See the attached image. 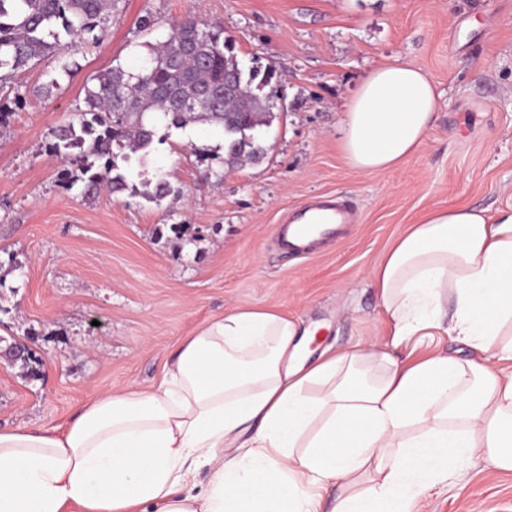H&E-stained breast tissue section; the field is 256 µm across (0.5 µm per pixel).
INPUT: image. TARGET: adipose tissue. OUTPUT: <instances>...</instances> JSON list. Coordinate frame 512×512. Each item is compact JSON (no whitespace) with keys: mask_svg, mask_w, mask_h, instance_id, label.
Segmentation results:
<instances>
[{"mask_svg":"<svg viewBox=\"0 0 512 512\" xmlns=\"http://www.w3.org/2000/svg\"><path fill=\"white\" fill-rule=\"evenodd\" d=\"M437 99L402 58L369 72L347 167L414 156ZM372 279L393 345L435 329L473 357L407 363L371 340L315 362L312 325L236 308L183 337L155 385L95 395L61 429H0V512H416L475 457L512 472V208L428 211Z\"/></svg>","mask_w":512,"mask_h":512,"instance_id":"1","label":"adipose tissue"}]
</instances>
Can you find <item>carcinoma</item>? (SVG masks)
Instances as JSON below:
<instances>
[{
	"label": "carcinoma",
	"instance_id": "1",
	"mask_svg": "<svg viewBox=\"0 0 512 512\" xmlns=\"http://www.w3.org/2000/svg\"><path fill=\"white\" fill-rule=\"evenodd\" d=\"M123 0H0V82L34 60L51 58L70 75L78 69L76 40H101ZM136 73L120 66L97 72L86 87L84 109L52 132L49 151L60 158L58 180L81 187L86 200L128 189L117 159L144 162L157 134L146 120L157 114L166 128L203 122L224 131V163L255 161L261 146L248 132L268 123L273 97L255 92L257 74L240 68L223 27L187 16L165 38L146 43Z\"/></svg>",
	"mask_w": 512,
	"mask_h": 512
}]
</instances>
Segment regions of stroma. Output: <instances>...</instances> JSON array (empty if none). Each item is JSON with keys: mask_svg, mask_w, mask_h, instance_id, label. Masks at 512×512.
<instances>
[{"mask_svg": "<svg viewBox=\"0 0 512 512\" xmlns=\"http://www.w3.org/2000/svg\"><path fill=\"white\" fill-rule=\"evenodd\" d=\"M189 14L222 22L245 68L272 75L260 159L230 167L221 128L161 126L147 165L121 164L128 190L88 201L63 188L46 145L86 82L136 69L144 43ZM397 56L433 81L437 118L400 167L353 173L345 105ZM75 59L73 75L44 59L0 86V336L39 361L33 378L0 363V429L62 426L94 392L155 383L184 336L235 307L321 323L337 351L389 343L371 268L395 238L433 208L512 205V0H123ZM161 179L172 194L147 201ZM330 196L356 215L341 240L279 252L275 226ZM420 512H512V473L473 461L428 486Z\"/></svg>", "mask_w": 512, "mask_h": 512, "instance_id": "stroma-1", "label": "stroma"}]
</instances>
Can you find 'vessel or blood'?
<instances>
[{
  "instance_id": "obj_1",
  "label": "vessel or blood",
  "mask_w": 512,
  "mask_h": 512,
  "mask_svg": "<svg viewBox=\"0 0 512 512\" xmlns=\"http://www.w3.org/2000/svg\"><path fill=\"white\" fill-rule=\"evenodd\" d=\"M351 219L352 209L347 203L327 199L301 209L289 222L277 225L275 236L283 248L303 253L311 242L334 239L339 227Z\"/></svg>"
}]
</instances>
